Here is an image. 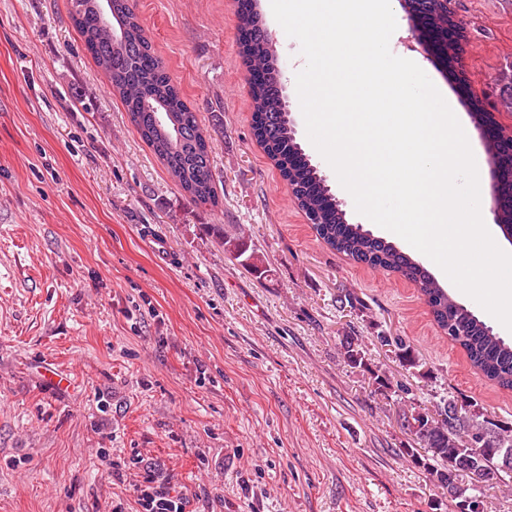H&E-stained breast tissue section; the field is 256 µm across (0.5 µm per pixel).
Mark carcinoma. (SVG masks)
Wrapping results in <instances>:
<instances>
[{
	"label": "carcinoma",
	"instance_id": "carcinoma-1",
	"mask_svg": "<svg viewBox=\"0 0 512 512\" xmlns=\"http://www.w3.org/2000/svg\"><path fill=\"white\" fill-rule=\"evenodd\" d=\"M402 7L414 22L448 37V26L459 21L448 0H404ZM73 24L117 93L131 123L171 177L196 204L215 202L213 155L209 136L187 105L178 87L154 52L152 43L129 0H71ZM242 54L250 71L268 72L274 65L273 38L264 26L257 0H239ZM254 110L253 133L291 188L316 235L333 251L357 263L400 274L419 288L437 326L458 344L476 373L498 387L512 390V343L461 304L419 262L393 243L373 235L361 224H351L322 181L318 168L297 141L282 111L283 88L268 76L249 87ZM490 157L509 177L499 186L503 199L512 202V146L501 139L489 142ZM376 341L400 362L415 368L413 349L401 336L380 333ZM342 359L349 368L370 374L379 391L398 397L409 388L371 368L363 339L347 335L341 342ZM403 429L422 444L399 453L411 458L431 476L434 485L448 487V475L457 482L489 480L501 472V451H512V426L493 422L473 405L453 397L440 400L430 413L414 407L402 411Z\"/></svg>",
	"mask_w": 512,
	"mask_h": 512
}]
</instances>
